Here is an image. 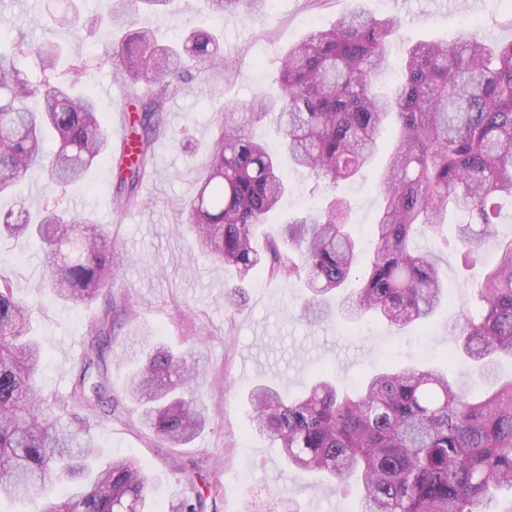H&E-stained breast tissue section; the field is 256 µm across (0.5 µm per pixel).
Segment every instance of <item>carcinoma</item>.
<instances>
[{
    "label": "carcinoma",
    "mask_w": 512,
    "mask_h": 512,
    "mask_svg": "<svg viewBox=\"0 0 512 512\" xmlns=\"http://www.w3.org/2000/svg\"><path fill=\"white\" fill-rule=\"evenodd\" d=\"M174 0H108L107 29L113 79L138 102L125 120L117 190L122 206L136 204L149 174L153 146L169 128L163 114L191 70L224 62L219 38L190 30L177 45H162L136 26L142 9L167 10ZM266 0H207L216 16L259 14ZM397 15L376 18L357 5L327 29L315 28L288 46L279 60V91L220 114L205 177L179 203L196 244L231 266L239 282L265 267L302 280L307 323L331 314L328 294L358 275L345 319L373 316L399 332L427 321L441 306L445 272L438 256L415 246L419 229L451 224L469 262L496 237L501 200L512 198V40L489 43L473 29L454 40H419L405 47L402 77L387 93L389 45L401 38ZM33 58L46 77L33 82L20 61ZM57 43L23 38L0 52V193L27 172L43 169L56 186L80 182L104 161L111 142L99 102L79 93L87 65L73 58L60 67ZM41 108L33 111L29 101ZM274 121L292 163L332 186L362 176L381 150L385 121L395 122L389 161L378 189L384 198L372 228L375 248L360 262L346 230L349 204L334 197L325 208L291 218L281 240L255 249V230L288 192L277 155L251 134L252 124ZM52 135L56 149L44 148ZM18 241L36 234L47 248L42 287L65 305L92 303L124 265L112 236L82 214L46 203L32 224L25 206L0 216V234ZM475 311L453 325L456 354L493 382L471 396L448 373L414 364H386L355 391L336 373L319 372L290 399L274 384L248 395L256 432L278 445L288 466L363 490L361 512H488L493 492L512 491V379L499 381L497 360L512 357V241L498 248L474 288ZM30 308L14 295L13 278L0 275V499L38 505L37 512H146L152 478L137 459L101 462L93 452L89 413L112 412V397L93 370L105 365L115 329L111 310L90 327L80 370L68 398L43 392L36 370L42 352L29 336ZM124 352L133 366L127 395L137 418L171 448L189 444L208 419L196 389L199 360L143 341Z\"/></svg>",
    "instance_id": "cac0c4a2"
}]
</instances>
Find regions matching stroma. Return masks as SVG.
Instances as JSON below:
<instances>
[{"instance_id": "obj_1", "label": "stroma", "mask_w": 512, "mask_h": 512, "mask_svg": "<svg viewBox=\"0 0 512 512\" xmlns=\"http://www.w3.org/2000/svg\"><path fill=\"white\" fill-rule=\"evenodd\" d=\"M74 3L80 23L66 29L55 26L46 0H0V46L22 34L34 42L60 43L69 56L86 59L92 72L90 90L102 106L103 121L116 135L122 128L123 93L112 80V59L104 41L88 37L85 29L100 12L101 0ZM352 4L353 0H273L266 14H228L217 20L202 11L200 0H178L177 10L141 14V25L158 29L171 41L195 27L216 28L223 35L230 71L202 70L166 105L169 128L186 131L190 146L167 137L156 141L152 173L132 208L116 202L108 160L96 165L86 180L65 189L50 185L34 169L13 190L0 193V211L21 203L35 213L45 198L52 197L61 209L90 213L96 224L111 231L127 258L111 288L112 299L127 309L117 315L123 332L112 342L106 375L120 405L111 416L99 417L93 433L101 458H137L154 476L149 493L152 512H170L172 505L186 498L201 503V512H283L290 502L297 512H359L358 487L343 491L321 476L288 468L271 441L252 431L247 395L257 384L272 382L295 394L324 367L354 384L391 356L449 370L472 395L485 390L468 363L450 361L456 349L450 321L471 308L470 287L495 260L493 243L483 244L480 261L465 271L457 251L445 247L438 234L428 231L417 237V247L435 252L447 273L446 299L426 326L393 334L369 320L354 329L340 313L310 325L300 318L305 288L264 269L251 278L245 304L231 307L225 295L235 280L234 271L193 248L183 227L184 216L175 206L178 199L197 191L218 112L272 93L283 50L311 28L330 26ZM364 7L377 17H402L407 41L452 38L466 20L474 22L485 39H512V0H470L462 7L444 6L440 0H364ZM385 161V153H378L365 177L335 187L283 165L288 195L281 209L260 227L257 247L277 237L289 216L339 195L350 204L349 227L360 256L368 258L372 226L382 204L376 183ZM45 262V249L38 240L0 242V273L14 275L16 295L37 306L31 333L43 351L38 384L45 393L64 396L102 304L65 307L40 295ZM135 329L148 330L154 342L176 351H195L206 361L199 391L215 412L186 447H159L125 398L129 369L122 355L126 334Z\"/></svg>"}]
</instances>
